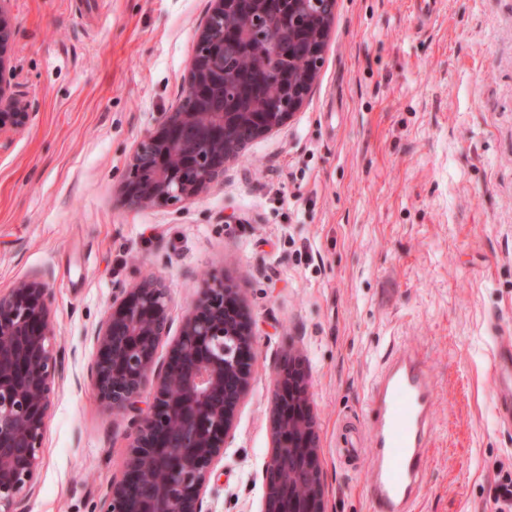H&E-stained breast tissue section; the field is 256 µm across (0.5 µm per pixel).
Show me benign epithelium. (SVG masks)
<instances>
[{
  "instance_id": "7a95c632",
  "label": "benign epithelium",
  "mask_w": 512,
  "mask_h": 512,
  "mask_svg": "<svg viewBox=\"0 0 512 512\" xmlns=\"http://www.w3.org/2000/svg\"><path fill=\"white\" fill-rule=\"evenodd\" d=\"M0 0V135L32 118L15 82L9 4ZM337 0H323L305 28L302 54L316 65L270 78L284 109L258 105L242 120L224 111V48L247 43L224 29L238 0H211L196 33L183 102L161 114L134 152L119 202L128 209L191 202L224 179V164L273 132L305 104L317 81ZM53 296L37 279L0 291V512H25L42 466L45 420L56 395L58 354L51 337ZM165 277L153 275L112 295L94 331L90 384L114 413L131 415L129 451L98 512H209L206 491L235 413L247 394L256 339L238 290L224 271L204 282L166 361L156 350L171 332ZM153 400L141 408L147 385ZM273 450L262 470L263 512H325L319 434L308 374L282 355L271 418Z\"/></svg>"
}]
</instances>
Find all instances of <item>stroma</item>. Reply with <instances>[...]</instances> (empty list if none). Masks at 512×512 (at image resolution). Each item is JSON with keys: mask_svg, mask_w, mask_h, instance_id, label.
I'll return each instance as SVG.
<instances>
[{"mask_svg": "<svg viewBox=\"0 0 512 512\" xmlns=\"http://www.w3.org/2000/svg\"><path fill=\"white\" fill-rule=\"evenodd\" d=\"M209 0H12L16 80L33 118L0 149V289L40 274L62 380L28 512H94L121 473L127 420L87 377L112 293L170 285L172 336L224 270L256 336L248 393L207 489L209 512H262L277 363L310 375L328 512H374L367 392L387 356L435 379L411 512H494L512 426L494 402L512 348V0H338L318 79L222 182L176 206L124 208L131 157L183 97Z\"/></svg>", "mask_w": 512, "mask_h": 512, "instance_id": "stroma-1", "label": "stroma"}]
</instances>
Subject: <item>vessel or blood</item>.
<instances>
[{"label": "vessel or blood", "mask_w": 512, "mask_h": 512, "mask_svg": "<svg viewBox=\"0 0 512 512\" xmlns=\"http://www.w3.org/2000/svg\"><path fill=\"white\" fill-rule=\"evenodd\" d=\"M435 385L418 350L394 352L373 381L365 437L375 512H409L421 490Z\"/></svg>", "instance_id": "b4317fda"}]
</instances>
